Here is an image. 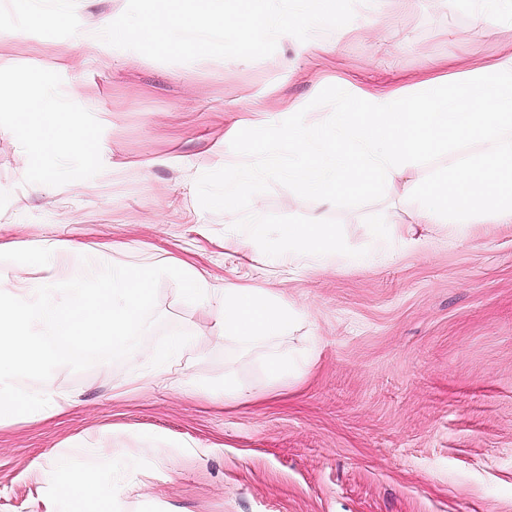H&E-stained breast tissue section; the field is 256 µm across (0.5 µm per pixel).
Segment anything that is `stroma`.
Listing matches in <instances>:
<instances>
[{
	"label": "stroma",
	"mask_w": 512,
	"mask_h": 512,
	"mask_svg": "<svg viewBox=\"0 0 512 512\" xmlns=\"http://www.w3.org/2000/svg\"><path fill=\"white\" fill-rule=\"evenodd\" d=\"M126 5L0 0V58L20 77L41 70L37 95L86 109L103 152L95 167L64 162L49 191L32 192L40 171L26 161L28 137L0 107V251L94 242L104 264L157 253L215 285L272 288L305 313L290 343L311 351L312 372L259 409L192 397L228 378L263 385L265 367L218 339L216 301L185 302L162 279L158 321L129 358L23 381L72 404L0 422V512H43L56 457L117 495L120 512H512V224H476L462 240L419 224L427 248L379 254L364 219H406L414 204L400 189L338 208L276 185L253 198L254 214L338 219L348 245L369 254L304 261L273 282L266 256L225 242L235 214L203 210L195 188L202 173L239 163L230 143L240 130L303 108L308 124L325 120L328 107L309 103L326 86L401 91L438 63L495 60L512 44V12L480 32L471 0H359L340 52L290 36L253 61L162 63L75 45L69 15L91 27ZM176 335L191 348L173 381H144Z\"/></svg>",
	"instance_id": "stroma-1"
}]
</instances>
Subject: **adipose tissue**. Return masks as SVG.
Masks as SVG:
<instances>
[{"label": "adipose tissue", "mask_w": 512, "mask_h": 512, "mask_svg": "<svg viewBox=\"0 0 512 512\" xmlns=\"http://www.w3.org/2000/svg\"><path fill=\"white\" fill-rule=\"evenodd\" d=\"M11 71V63L0 59V88L7 91L16 127L30 134V153L75 156L88 164H98L100 144L77 111L36 97L33 87L42 79L39 71H31L19 81L12 80ZM184 278L189 293L220 298L224 320L219 325V337L235 341L246 350L262 351L265 358L266 386L245 392L228 382L223 390L206 392L211 404L256 405L270 398L269 384L302 379L309 359L293 353L286 342L292 326L303 317L301 311L290 307L269 288H251L230 281L215 287L196 270L185 272ZM50 475L55 493L44 500V512H113L111 496L94 487L80 467L58 459Z\"/></svg>", "instance_id": "obj_1"}]
</instances>
